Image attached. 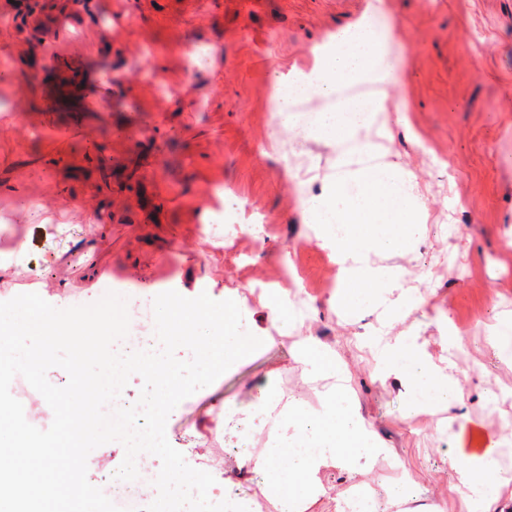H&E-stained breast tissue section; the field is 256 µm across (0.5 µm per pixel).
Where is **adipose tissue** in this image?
<instances>
[{
    "label": "adipose tissue",
    "mask_w": 512,
    "mask_h": 512,
    "mask_svg": "<svg viewBox=\"0 0 512 512\" xmlns=\"http://www.w3.org/2000/svg\"><path fill=\"white\" fill-rule=\"evenodd\" d=\"M377 5H367L354 24L328 34L316 46L310 62L293 68L287 79L277 80L272 100L277 116L290 119L296 100L318 97L326 100L306 127L308 136L336 146L337 162H348L349 152L371 153L374 145L367 135L380 114L387 110L388 89L398 83L401 69L389 51L394 30L380 22ZM364 83L379 86L374 97L337 101L340 85ZM369 351L379 372L397 376L410 387L405 416L429 411L445 404L464 401L453 377L433 363L416 344L415 338L398 336L372 341ZM488 455L470 453L454 459L457 484L465 494L468 512H497L499 490L486 477Z\"/></svg>",
    "instance_id": "1"
}]
</instances>
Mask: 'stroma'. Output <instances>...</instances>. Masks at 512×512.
<instances>
[{"instance_id": "stroma-1", "label": "stroma", "mask_w": 512, "mask_h": 512, "mask_svg": "<svg viewBox=\"0 0 512 512\" xmlns=\"http://www.w3.org/2000/svg\"><path fill=\"white\" fill-rule=\"evenodd\" d=\"M383 2L403 70L391 97L406 99L410 122L388 110L373 158L415 176L427 222L418 245L381 262L404 268L407 287L433 290L394 330L450 365L464 407L403 418L406 384L378 375L362 346L377 315L349 319L335 296L316 293L301 318L279 324L260 288L277 287L286 261L305 286L333 277L295 188L317 192L341 177L336 148L294 127L278 131L282 152L268 151L262 112L275 79L368 0H0V57L10 62L0 225H17L29 246L26 271L0 268V302L34 282L57 304H91L118 284L195 285L234 300L265 341L171 412L174 448L191 447L192 429L213 437L207 458L232 480L225 403L246 404L270 383L314 402L297 347L312 336L345 366L351 399L387 452L349 474L322 473L301 512H337L356 489L379 492L404 473L439 512H467L450 461L469 438L504 439L511 415L496 397L512 392V361L488 337L512 317V0ZM188 45L207 57L195 72ZM157 77L171 93H158ZM217 184L220 199L209 194ZM469 266L476 278L456 275ZM452 323L463 349L448 345Z\"/></svg>"}]
</instances>
